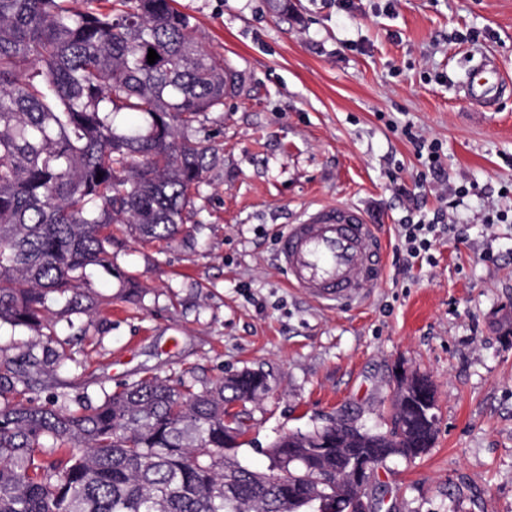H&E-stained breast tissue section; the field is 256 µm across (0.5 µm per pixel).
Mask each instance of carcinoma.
<instances>
[{"instance_id":"obj_1","label":"carcinoma","mask_w":512,"mask_h":512,"mask_svg":"<svg viewBox=\"0 0 512 512\" xmlns=\"http://www.w3.org/2000/svg\"><path fill=\"white\" fill-rule=\"evenodd\" d=\"M173 3L0 0V323L38 332L51 302L93 307L81 282L113 275L112 225L167 243L191 221L213 147L185 129L221 111L234 73ZM119 112L142 124L119 128ZM269 391L244 371L202 391L149 375L75 410L58 395L0 402V512H309L317 475L326 509L358 512L354 463L415 459L435 439L432 412L394 398L393 430L359 426L343 446L334 425L290 432L269 456L300 464L253 470L232 407Z\"/></svg>"}]
</instances>
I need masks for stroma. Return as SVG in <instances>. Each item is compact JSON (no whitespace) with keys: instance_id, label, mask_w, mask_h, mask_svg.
I'll use <instances>...</instances> for the list:
<instances>
[{"instance_id":"obj_1","label":"stroma","mask_w":512,"mask_h":512,"mask_svg":"<svg viewBox=\"0 0 512 512\" xmlns=\"http://www.w3.org/2000/svg\"><path fill=\"white\" fill-rule=\"evenodd\" d=\"M195 35L240 74L239 93L198 116L190 139L215 148L193 190L191 222L167 243L114 225L115 277L84 288L99 306L48 314V338L0 326V357L43 360L15 374L71 408L147 375L196 389L243 370L271 389L242 407V462L267 468L280 435L339 417L392 426L397 368L430 376L435 442L378 471L386 512H512V91L485 111L461 86L495 59L512 82V0H176ZM442 146L443 181L417 185L410 137ZM417 189L409 210L396 184ZM363 209L387 241V276L361 307L289 288L275 252L307 210ZM441 215L454 230L432 262L404 267L397 227ZM69 359L55 367L60 352Z\"/></svg>"}]
</instances>
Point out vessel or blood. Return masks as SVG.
<instances>
[{
  "mask_svg": "<svg viewBox=\"0 0 512 512\" xmlns=\"http://www.w3.org/2000/svg\"><path fill=\"white\" fill-rule=\"evenodd\" d=\"M498 65L482 60L464 91L491 102L505 90ZM291 287L324 305L342 308L364 302L385 275V246L374 224L357 206H320L304 213L280 235L276 250Z\"/></svg>",
  "mask_w": 512,
  "mask_h": 512,
  "instance_id": "obj_1",
  "label": "vessel or blood"
}]
</instances>
